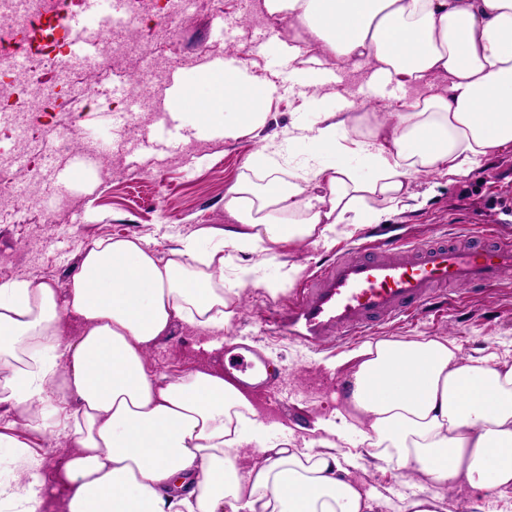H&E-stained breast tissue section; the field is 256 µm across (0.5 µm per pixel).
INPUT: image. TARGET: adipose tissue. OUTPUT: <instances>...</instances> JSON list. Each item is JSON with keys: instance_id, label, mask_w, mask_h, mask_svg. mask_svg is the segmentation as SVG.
<instances>
[{"instance_id": "obj_1", "label": "adipose tissue", "mask_w": 512, "mask_h": 512, "mask_svg": "<svg viewBox=\"0 0 512 512\" xmlns=\"http://www.w3.org/2000/svg\"><path fill=\"white\" fill-rule=\"evenodd\" d=\"M336 58L369 65L372 81L405 88L431 77L443 93L418 94L368 132L361 117L322 115L292 155L252 157L266 184L243 178L224 196L232 222L200 228L161 255L138 237H112L81 255L66 288L0 283V411L28 416L20 437L0 431L15 476L0 482L8 512H374L382 498L351 479L371 457L405 469L399 512H438L440 493L512 499V360L462 356L444 338L377 340L350 357L344 408L318 438L275 440L249 398L219 370L170 378L147 357L176 323L222 332L241 288L260 286L257 253L283 243L326 244L412 196L418 174L466 177L512 147V0H264ZM224 95L194 101L196 120H224L238 138L265 122L246 68L202 74ZM81 327L69 332L68 319ZM355 434L360 446L338 452ZM72 450L48 466L46 441ZM258 463L242 466L248 454ZM423 474L437 490L413 492Z\"/></svg>"}]
</instances>
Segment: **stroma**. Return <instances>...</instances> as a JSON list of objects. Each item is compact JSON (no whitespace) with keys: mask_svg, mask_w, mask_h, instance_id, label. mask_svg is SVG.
<instances>
[{"mask_svg":"<svg viewBox=\"0 0 512 512\" xmlns=\"http://www.w3.org/2000/svg\"><path fill=\"white\" fill-rule=\"evenodd\" d=\"M160 25L170 27L172 36H157ZM274 34L286 45L296 43L292 20L266 17L263 0H199L177 17L168 0H154L136 34L113 29L112 38L127 44L122 57L103 62L93 74H70V81L89 85L90 93L72 99L56 89L42 112L9 103L7 127L20 140L0 141V184L14 185L16 209L12 218L0 221V282L46 280L66 287L80 253L110 236H136L168 254L176 239L229 223L224 195L249 175L256 153L271 154L289 143L297 158H304V143L289 142L288 133L314 123L316 116L291 89L282 56L269 42ZM147 52L166 59L164 71L146 67L142 56ZM303 56L318 62L323 79L319 92L328 111L345 98L364 100L367 67L353 59H333L319 43L305 46ZM224 57L244 66L267 91L265 124L238 138L225 137L219 128L201 135L194 128L193 102L186 99L177 109L180 138L163 148H138V141L157 136L158 111L166 107L173 88L196 82L207 59ZM127 88L132 97L124 96ZM59 132L74 148L88 145L111 158V172L102 173L93 164L80 166L71 151L58 150L53 138ZM28 169L39 183L41 201L36 205L19 185ZM412 191L406 208L376 225L379 238L424 243L449 235L467 243L487 224L512 233V149L465 178L418 175ZM360 242L356 234L329 246L284 245L276 260L264 264V276L268 282L279 281L284 265L296 263L304 267L301 281H308L335 259L337 250ZM295 289L292 283L275 294L266 286L244 288L224 327V340H246L263 352L273 383L251 391V401L260 418L296 441L316 437L318 423L335 418L342 406L341 379L353 369L344 357L364 340L445 337L465 356L487 348L512 352V278L496 288L449 290L441 319H394L374 327L366 338L347 337L319 347L281 335L271 319L273 311L287 309ZM207 339V333L178 325L151 352L149 362L158 374L171 378L223 367L220 352L203 350Z\"/></svg>","mask_w":512,"mask_h":512,"instance_id":"1","label":"stroma"}]
</instances>
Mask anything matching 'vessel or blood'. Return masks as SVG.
I'll list each match as a JSON object with an SVG mask.
<instances>
[{
    "label": "vessel or blood",
    "mask_w": 512,
    "mask_h": 512,
    "mask_svg": "<svg viewBox=\"0 0 512 512\" xmlns=\"http://www.w3.org/2000/svg\"><path fill=\"white\" fill-rule=\"evenodd\" d=\"M109 0H83L82 14L66 12L53 0L46 27L32 30L33 39L46 44L48 36L67 40L70 60L85 69L97 68L94 48L98 33L86 23ZM512 277V240L460 244L443 240L428 244L378 242L351 255L340 254L297 290L287 311L274 321L284 335L307 342L365 334L384 319L409 313L437 312L438 293L452 288L493 286ZM255 362L235 353L224 362V377L245 386V373Z\"/></svg>",
    "instance_id": "obj_1"
}]
</instances>
